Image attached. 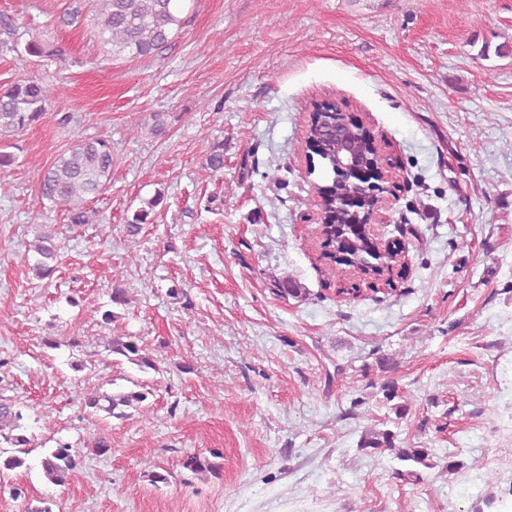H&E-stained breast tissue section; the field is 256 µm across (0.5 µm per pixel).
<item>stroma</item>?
<instances>
[{"label": "stroma", "mask_w": 512, "mask_h": 512, "mask_svg": "<svg viewBox=\"0 0 512 512\" xmlns=\"http://www.w3.org/2000/svg\"><path fill=\"white\" fill-rule=\"evenodd\" d=\"M73 0H0V16L65 61L0 43V91L40 79L67 88L48 116L0 138L15 161L0 195V398L24 415L33 450L0 490V512H472L451 494L481 460L482 496L512 488V0H184L159 55L115 60ZM334 101L380 140L395 169L383 238L407 271L391 293L339 301L325 285L319 209L301 143L310 104ZM164 112V134L151 115ZM69 114V126L57 123ZM112 141V178L69 224L29 173L78 135ZM224 145V168L205 169ZM278 169L273 183L263 174ZM162 195L128 265L127 216ZM64 249L52 278L22 255L39 225ZM305 288L280 297V281ZM180 285L194 307L169 297ZM128 291L112 325L113 287ZM38 303H31V296ZM141 337L158 371L107 350ZM145 385L125 418L90 414L77 393ZM394 389V399L384 397ZM52 411L53 430L40 413ZM430 449L407 463L359 450L373 431ZM106 435L109 453L94 448ZM81 464L65 483L40 466L52 439ZM221 454L219 473L188 455ZM166 475L154 485L151 472Z\"/></svg>", "instance_id": "1"}]
</instances>
